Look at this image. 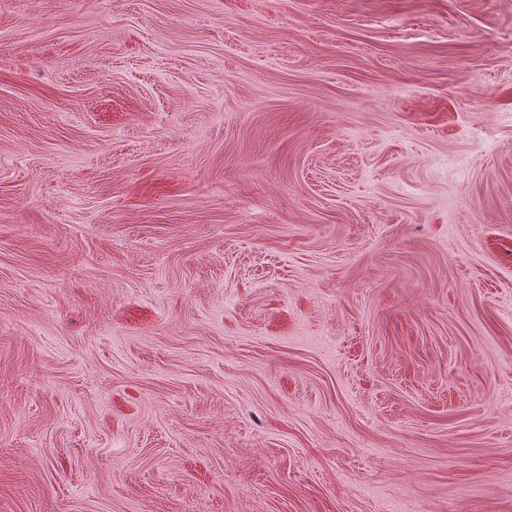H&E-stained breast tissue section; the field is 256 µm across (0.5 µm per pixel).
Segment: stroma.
<instances>
[{
    "label": "stroma",
    "instance_id": "obj_1",
    "mask_svg": "<svg viewBox=\"0 0 512 512\" xmlns=\"http://www.w3.org/2000/svg\"><path fill=\"white\" fill-rule=\"evenodd\" d=\"M0 512H512V0H0Z\"/></svg>",
    "mask_w": 512,
    "mask_h": 512
}]
</instances>
